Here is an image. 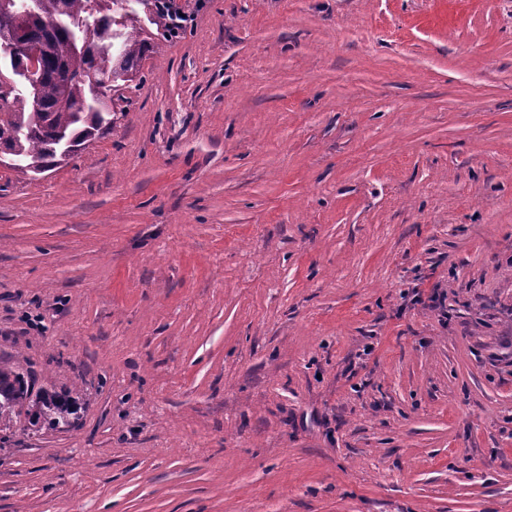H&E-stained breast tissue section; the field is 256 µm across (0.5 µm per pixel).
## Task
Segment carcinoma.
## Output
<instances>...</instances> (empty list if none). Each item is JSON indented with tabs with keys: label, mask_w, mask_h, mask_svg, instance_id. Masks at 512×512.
<instances>
[{
	"label": "carcinoma",
	"mask_w": 512,
	"mask_h": 512,
	"mask_svg": "<svg viewBox=\"0 0 512 512\" xmlns=\"http://www.w3.org/2000/svg\"><path fill=\"white\" fill-rule=\"evenodd\" d=\"M152 5L148 21L161 39L175 34L168 0ZM35 12L54 20L34 23L29 43L42 51L39 69L23 84H0V152L17 157V169L41 173L68 162L87 142L112 128L100 82L112 88L133 80L139 62L161 43L145 35L139 16L124 11L123 0H0V15ZM88 72H69L75 61ZM73 398L42 390L34 395L18 365L0 363V432L26 416L32 431L72 425Z\"/></svg>",
	"instance_id": "carcinoma-1"
}]
</instances>
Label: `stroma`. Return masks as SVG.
<instances>
[{
  "label": "stroma",
  "mask_w": 512,
  "mask_h": 512,
  "mask_svg": "<svg viewBox=\"0 0 512 512\" xmlns=\"http://www.w3.org/2000/svg\"><path fill=\"white\" fill-rule=\"evenodd\" d=\"M175 4L0 167V362L79 401L0 512H512V0Z\"/></svg>",
  "instance_id": "stroma-1"
}]
</instances>
